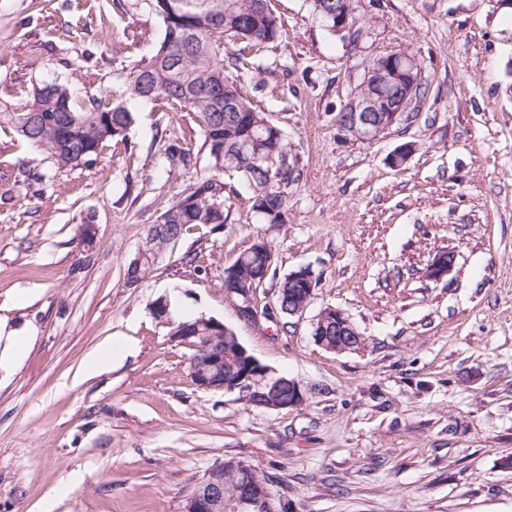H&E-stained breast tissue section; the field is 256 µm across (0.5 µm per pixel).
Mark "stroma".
Listing matches in <instances>:
<instances>
[{"label": "stroma", "instance_id": "obj_1", "mask_svg": "<svg viewBox=\"0 0 512 512\" xmlns=\"http://www.w3.org/2000/svg\"><path fill=\"white\" fill-rule=\"evenodd\" d=\"M271 6L279 38L229 49L300 169L286 223H258L249 190L224 174V228H190L128 286L148 228L208 167L191 115L146 106L125 144L59 175L0 126V322L24 338L0 375V512H181L206 470L233 460L269 476L291 512H512V0H363L352 43L309 0ZM158 30L138 0H0V109L19 110L49 77L78 98L120 91ZM391 51L421 64L418 116L371 140L343 136L338 110ZM172 132L190 167L165 161ZM406 142L415 151L390 166ZM259 240L276 276L258 304L293 270L320 276L285 327L241 320L224 296L225 264ZM444 251L452 270L428 279ZM174 293L184 315L232 327L272 374L295 379L303 403L268 410L199 389L191 349L151 311ZM328 306L362 346L314 342ZM114 338L130 354L87 373Z\"/></svg>", "mask_w": 512, "mask_h": 512}]
</instances>
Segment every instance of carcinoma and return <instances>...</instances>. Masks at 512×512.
Here are the masks:
<instances>
[{"instance_id":"1","label":"carcinoma","mask_w":512,"mask_h":512,"mask_svg":"<svg viewBox=\"0 0 512 512\" xmlns=\"http://www.w3.org/2000/svg\"><path fill=\"white\" fill-rule=\"evenodd\" d=\"M148 11L161 22V33L150 54L129 68L124 90L117 98L99 91L77 101L69 86L58 78L36 84L21 110L1 112L31 146L47 150L55 170L87 166L96 160L103 145L122 142L135 123L144 103L173 104L192 114L203 136L209 170L196 177L185 195L158 216L165 226L161 234H146L139 279L151 273L165 247L180 239L191 224L218 229L226 223L224 194L219 174L234 172L248 186L251 211L263 224H283L288 219V186L300 181V170L289 159L288 140L283 130L266 113L254 107L229 69L237 58L224 52L227 39H246L261 46L280 34L271 0H144ZM234 100L238 111L226 112V101ZM168 161L187 165L190 150L177 143L164 149ZM275 253L269 243L258 240L224 266V295L236 302L237 291L256 294L266 279L275 274ZM297 284L283 277L276 309L264 307L261 314L272 320L288 318V307L298 301ZM200 317L190 316L173 323V329H192L196 348L191 359L196 367L231 380L247 368L233 355L224 332L215 333ZM219 338H213V335ZM222 355L218 369L211 368V351Z\"/></svg>"}]
</instances>
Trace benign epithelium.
Returning <instances> with one entry per match:
<instances>
[{
  "mask_svg": "<svg viewBox=\"0 0 512 512\" xmlns=\"http://www.w3.org/2000/svg\"><path fill=\"white\" fill-rule=\"evenodd\" d=\"M356 14L357 11L351 9L336 15L329 13L324 15V18L335 20L336 33L341 34L345 31L352 33L355 31L357 23ZM396 60L399 61L397 66L394 65ZM399 71L405 73L406 79L405 84L396 94L397 101L389 107L391 124H396L404 112L416 103L419 78L415 76V72L421 71L418 60L406 53L397 56L393 52L375 59L368 65L363 81L348 102V108L353 113L354 125L362 131L360 139L367 140L374 134V113L386 108L383 99L379 97L380 88L390 85L391 78ZM454 262V255L449 252L439 255L429 265L430 277L435 280L443 278L452 269ZM314 279L315 273L306 267L292 272L291 280L304 287L302 290L303 302L292 312V315L302 314L311 302L314 297V289L311 287ZM330 313L336 316V326L340 330L336 348L327 346L322 337L317 334L313 335L314 341L325 350L334 353H344L357 348L362 343L363 337L341 310L332 307L324 309L318 314L316 321H322ZM211 325L213 328L229 334L230 339L236 344L238 354L245 359L248 367L255 366L257 370L254 373L246 370L230 383L220 380L217 375L194 372L192 380L198 388L202 390L222 389L226 392L241 390L250 394L252 401L260 402L266 408L283 409L285 405L281 403L274 405L263 401L260 391L265 383H286L290 387L292 395L288 406L293 407L302 403L304 395L296 380L285 376L270 375L268 369L250 355L241 344L235 331L216 320L211 321ZM248 471L249 466L242 461H227L210 468L202 481L184 499L182 512H257L261 506L264 507V512H289L287 502L274 495L268 487H259L252 482L230 487L221 478L223 473L237 476Z\"/></svg>",
  "mask_w": 512,
  "mask_h": 512,
  "instance_id": "7a95c632",
  "label": "benign epithelium"
}]
</instances>
